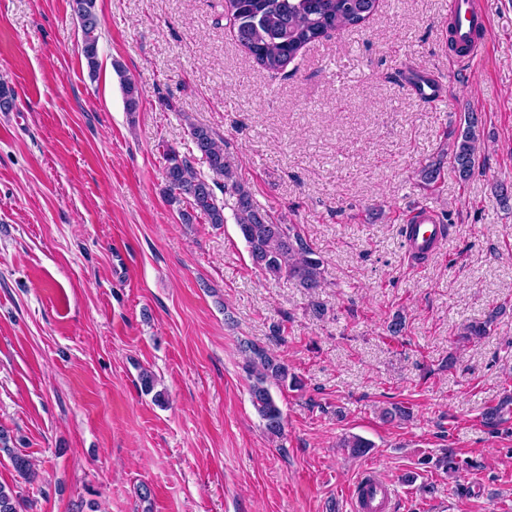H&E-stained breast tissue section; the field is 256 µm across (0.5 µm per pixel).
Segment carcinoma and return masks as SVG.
<instances>
[{
	"label": "carcinoma",
	"instance_id": "obj_1",
	"mask_svg": "<svg viewBox=\"0 0 512 512\" xmlns=\"http://www.w3.org/2000/svg\"><path fill=\"white\" fill-rule=\"evenodd\" d=\"M380 0H224V18L229 21L237 41L251 54L254 62L268 72L284 70L308 44L338 29L357 28L366 23L379 8ZM75 17L84 18L90 26L84 30L81 54L90 75L100 66L99 41L102 19L96 0H71ZM120 78L128 112L140 105L138 87L114 65ZM477 119L468 118L466 128L453 142L451 162L461 180L469 179L475 170ZM188 133L196 151L206 163L211 176L195 169L191 158L175 148L164 147L166 166L163 194L168 205L176 207L184 224L200 220L214 226L225 223V209L233 212L236 224L247 244L253 264L273 277H286L310 293L324 285L323 262L316 257L307 240L294 224L277 223L253 199L250 188L240 181L224 142L207 126L191 123ZM224 180V199H219L214 187ZM249 352L248 370L253 377L250 386L251 402L272 436L281 434L284 416L274 400L270 387L288 381V366L263 347L246 344ZM143 391L153 394L161 405L165 392L155 390V376L145 370L140 374ZM7 434L0 429V451L7 453L13 468L23 476H32L27 456L14 452L7 445ZM341 447L351 455H365L371 442L352 436ZM19 495L13 487L0 484V512H18Z\"/></svg>",
	"mask_w": 512,
	"mask_h": 512
}]
</instances>
